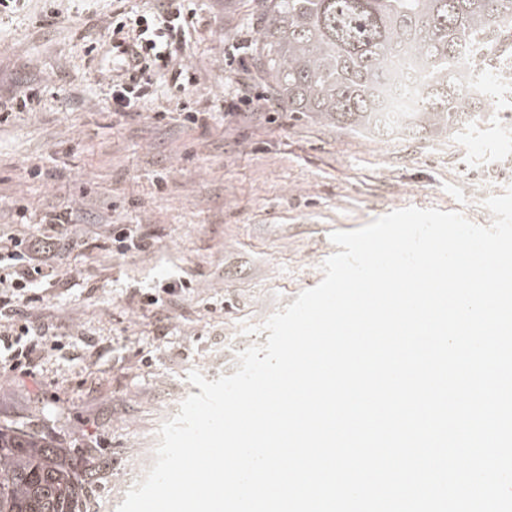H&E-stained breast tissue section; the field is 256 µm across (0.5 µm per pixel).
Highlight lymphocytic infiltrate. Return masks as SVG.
Wrapping results in <instances>:
<instances>
[{"label":"lymphocytic infiltrate","instance_id":"f902f5d3","mask_svg":"<svg viewBox=\"0 0 512 512\" xmlns=\"http://www.w3.org/2000/svg\"><path fill=\"white\" fill-rule=\"evenodd\" d=\"M192 18L182 0H157L150 17L134 24L117 23L112 37L123 48L125 61L110 86L112 108L135 112L153 93V74L166 77L169 85L182 90L198 83L185 62L184 51ZM59 243L55 237L0 238V266L11 275L0 276V361L21 375L32 376V364L42 338L22 314V303L38 301L35 287L53 259Z\"/></svg>","mask_w":512,"mask_h":512}]
</instances>
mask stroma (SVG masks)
<instances>
[{
  "instance_id": "35a3bbf8",
  "label": "stroma",
  "mask_w": 512,
  "mask_h": 512,
  "mask_svg": "<svg viewBox=\"0 0 512 512\" xmlns=\"http://www.w3.org/2000/svg\"><path fill=\"white\" fill-rule=\"evenodd\" d=\"M152 0H12L0 6V100L34 96L0 117V234L62 239L25 314L45 337L35 378L0 370V426H38L69 448H99L110 490L92 512H117L154 461L158 430L197 393L187 375H232L248 334L324 277L335 231L413 206L461 212L512 185V81L496 82L470 130L444 139L379 140L289 111L256 65L265 0H186L196 13L185 60L199 78L181 104L165 89L137 112H113L112 23ZM246 46L242 63H232ZM276 109L233 118L224 91L240 69ZM30 217L20 220L16 200ZM75 223L49 225L55 212ZM140 226L147 245L118 253L112 231ZM187 280L163 310L137 294Z\"/></svg>"
}]
</instances>
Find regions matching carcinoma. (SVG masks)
<instances>
[{
	"label": "carcinoma",
	"mask_w": 512,
	"mask_h": 512,
	"mask_svg": "<svg viewBox=\"0 0 512 512\" xmlns=\"http://www.w3.org/2000/svg\"><path fill=\"white\" fill-rule=\"evenodd\" d=\"M266 16L257 67L288 110L381 140L434 139L482 111L468 66L512 25V0H267ZM101 457L0 427V512H88Z\"/></svg>",
	"instance_id": "obj_1"
}]
</instances>
